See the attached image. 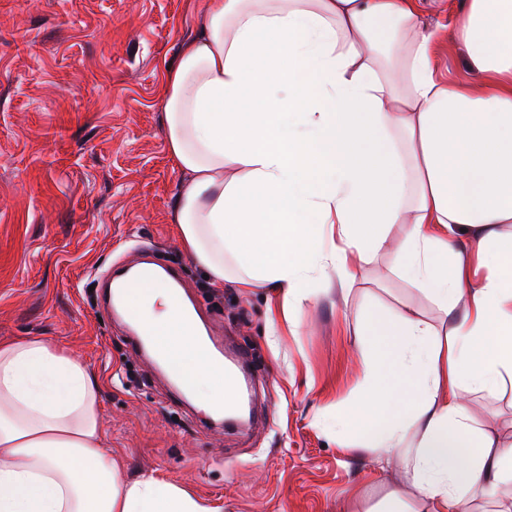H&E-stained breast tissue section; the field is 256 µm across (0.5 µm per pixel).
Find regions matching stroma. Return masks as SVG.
Returning <instances> with one entry per match:
<instances>
[{"instance_id":"stroma-1","label":"stroma","mask_w":512,"mask_h":512,"mask_svg":"<svg viewBox=\"0 0 512 512\" xmlns=\"http://www.w3.org/2000/svg\"><path fill=\"white\" fill-rule=\"evenodd\" d=\"M201 0H0V342L39 337L97 376L113 459L220 512H370L416 491L328 426L363 394L356 312L441 311L381 257L348 293L319 295L290 332L266 287L213 288L179 242L180 175L166 148L165 73ZM178 271L213 337L251 354L261 416L231 430L177 394L93 287L142 256ZM475 423L512 438V383L461 389Z\"/></svg>"}]
</instances>
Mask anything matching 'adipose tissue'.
Wrapping results in <instances>:
<instances>
[{
    "label": "adipose tissue",
    "instance_id": "obj_1",
    "mask_svg": "<svg viewBox=\"0 0 512 512\" xmlns=\"http://www.w3.org/2000/svg\"><path fill=\"white\" fill-rule=\"evenodd\" d=\"M435 37L419 0H203L166 73L175 219L214 287L234 269L240 287L277 289L293 323L386 253L446 318L359 314L362 401L337 418L336 440L399 461L417 491L377 512H465L512 481V441L475 428L458 395L512 376V234L500 230L512 224V0H468L451 31L477 83L441 77ZM134 315L213 410L224 378L167 289L143 288ZM0 512L213 510L155 473L124 479L97 379L29 338L0 342Z\"/></svg>",
    "mask_w": 512,
    "mask_h": 512
}]
</instances>
